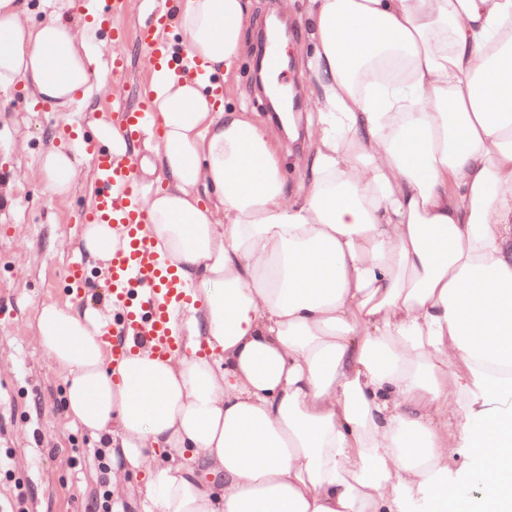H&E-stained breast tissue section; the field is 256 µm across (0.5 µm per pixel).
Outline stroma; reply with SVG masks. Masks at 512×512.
Segmentation results:
<instances>
[{"label": "stroma", "mask_w": 512, "mask_h": 512, "mask_svg": "<svg viewBox=\"0 0 512 512\" xmlns=\"http://www.w3.org/2000/svg\"><path fill=\"white\" fill-rule=\"evenodd\" d=\"M275 0H252L251 50L239 61L230 98L256 112L264 123L272 118L254 90V64L260 35L275 16ZM279 84L289 94L309 99V80L301 65L305 30L289 17ZM96 59L120 51L129 59L131 78L115 80L102 69V80L85 100L65 110L37 111L22 90L0 91V455L29 489V512H94L92 495L112 486L123 489L126 512H137L132 497L140 476L112 473L97 465V442L66 416V385L61 372L44 355L36 335L38 307L68 304L78 311L113 315L103 284L92 286L87 299L69 295L62 284L67 260L78 253L79 230L71 222L89 200L87 164H80L69 197L56 198L45 189L42 154L54 143L58 127L77 114L92 116L114 100L136 103L133 80L151 74L148 57L134 39L113 43L92 36Z\"/></svg>", "instance_id": "stroma-1"}]
</instances>
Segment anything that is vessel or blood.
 I'll use <instances>...</instances> for the list:
<instances>
[{"instance_id": "vessel-or-blood-1", "label": "vessel or blood", "mask_w": 512, "mask_h": 512, "mask_svg": "<svg viewBox=\"0 0 512 512\" xmlns=\"http://www.w3.org/2000/svg\"><path fill=\"white\" fill-rule=\"evenodd\" d=\"M149 7L148 19L139 26L136 40L152 57L155 66L181 71L189 70L191 60L187 46L170 38L171 11L164 0H144ZM96 21L100 31L118 41L126 33L120 21L133 7V0H98ZM151 119L145 109L118 105L102 113L95 121L98 134L87 127L65 128V135L82 134L85 156L90 164L92 202L82 208L83 224H108L121 235V247H107L108 258L103 275L108 294L119 317L103 328L102 338L113 358L120 359L130 351L128 337L144 339L152 352L170 356L180 344L174 331V315L178 304L189 301L190 293L174 270L165 267L145 225L147 214L141 192L135 181L131 154L112 149V134H119L128 144L144 137ZM65 288L80 294L89 284L87 266L70 262L63 271Z\"/></svg>"}]
</instances>
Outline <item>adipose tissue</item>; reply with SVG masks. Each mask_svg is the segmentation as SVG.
<instances>
[{
  "label": "adipose tissue",
  "mask_w": 512,
  "mask_h": 512,
  "mask_svg": "<svg viewBox=\"0 0 512 512\" xmlns=\"http://www.w3.org/2000/svg\"><path fill=\"white\" fill-rule=\"evenodd\" d=\"M306 31L305 187L218 104L251 0H183L205 73L152 71L146 229L191 289L180 350L113 360L93 312L43 304L66 415L144 473L141 512H512V0H280ZM91 23L0 0V90L68 107ZM70 193V148L41 159ZM466 370L449 371L456 363ZM460 453L484 489L448 479Z\"/></svg>",
  "instance_id": "ef3b65f1"
}]
</instances>
